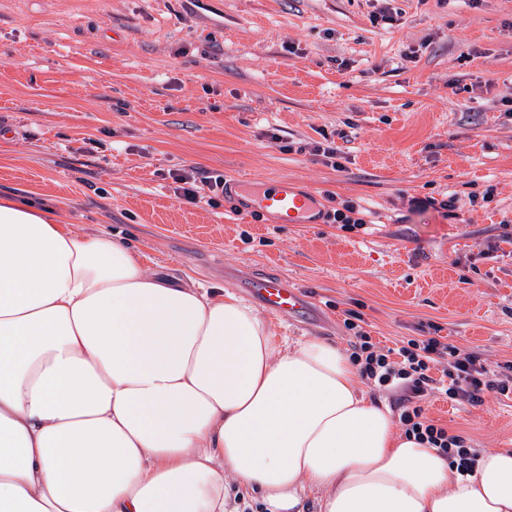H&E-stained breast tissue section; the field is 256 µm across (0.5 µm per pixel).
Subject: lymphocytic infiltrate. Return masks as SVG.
<instances>
[{
    "label": "lymphocytic infiltrate",
    "mask_w": 512,
    "mask_h": 512,
    "mask_svg": "<svg viewBox=\"0 0 512 512\" xmlns=\"http://www.w3.org/2000/svg\"><path fill=\"white\" fill-rule=\"evenodd\" d=\"M344 315L343 324L353 338L350 360L361 378L380 391H402L397 411L405 435L438 449L458 471L473 472L478 449L465 436L449 432L428 417L423 403L435 393L472 406L482 404L488 393L512 395V361L493 368L477 353L461 350L436 336L382 347L363 327L361 313L348 309Z\"/></svg>",
    "instance_id": "lymphocytic-infiltrate-1"
}]
</instances>
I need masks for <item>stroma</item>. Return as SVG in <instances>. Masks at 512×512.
<instances>
[{
    "instance_id": "stroma-1",
    "label": "stroma",
    "mask_w": 512,
    "mask_h": 512,
    "mask_svg": "<svg viewBox=\"0 0 512 512\" xmlns=\"http://www.w3.org/2000/svg\"><path fill=\"white\" fill-rule=\"evenodd\" d=\"M384 7L395 23H372ZM339 130L336 169L313 146ZM192 167L372 223L275 224L203 184L189 204L167 174ZM0 193L65 201L78 231L247 303L249 279L287 277L311 311L263 310L280 337L350 351L358 309L382 345L435 324L512 361V0H0ZM424 407L512 448L510 399ZM367 210H361L352 203L342 204V209L334 208L327 211L325 217L328 224H340L339 228L346 231L363 229L371 221L365 219Z\"/></svg>"
}]
</instances>
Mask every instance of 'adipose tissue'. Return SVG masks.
Wrapping results in <instances>:
<instances>
[{
    "label": "adipose tissue",
    "instance_id": "adipose-tissue-1",
    "mask_svg": "<svg viewBox=\"0 0 512 512\" xmlns=\"http://www.w3.org/2000/svg\"><path fill=\"white\" fill-rule=\"evenodd\" d=\"M357 374L63 203L0 198V512H512V448L460 473Z\"/></svg>",
    "mask_w": 512,
    "mask_h": 512
}]
</instances>
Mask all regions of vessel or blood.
Listing matches in <instances>:
<instances>
[{"mask_svg":"<svg viewBox=\"0 0 512 512\" xmlns=\"http://www.w3.org/2000/svg\"><path fill=\"white\" fill-rule=\"evenodd\" d=\"M250 207L277 224H319L323 221L316 195L297 189L285 179L269 183L252 198ZM246 287L253 297L277 314L295 316L311 310L307 295L286 277L254 278L247 282Z\"/></svg>","mask_w":512,"mask_h":512,"instance_id":"1","label":"vessel or blood"}]
</instances>
